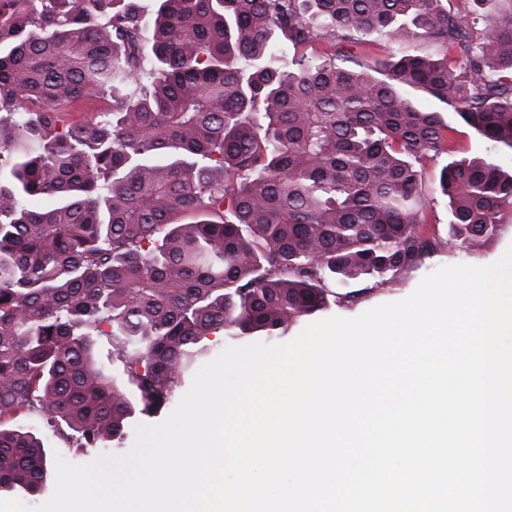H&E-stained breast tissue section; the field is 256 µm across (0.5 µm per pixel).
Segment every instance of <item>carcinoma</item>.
<instances>
[{"mask_svg":"<svg viewBox=\"0 0 512 512\" xmlns=\"http://www.w3.org/2000/svg\"><path fill=\"white\" fill-rule=\"evenodd\" d=\"M474 3L479 31L446 0H0V491L49 481L17 418L117 450L211 337L276 340L496 235L512 169L486 157L441 169L446 242L423 216L454 127L413 93L512 151V0ZM379 32L377 67L344 51ZM442 164L441 160H428L425 163L422 171V188L428 200L433 198L426 210L428 229L431 233H434L437 239L447 240L448 207L438 189L439 172Z\"/></svg>","mask_w":512,"mask_h":512,"instance_id":"cac0c4a2","label":"carcinoma"}]
</instances>
